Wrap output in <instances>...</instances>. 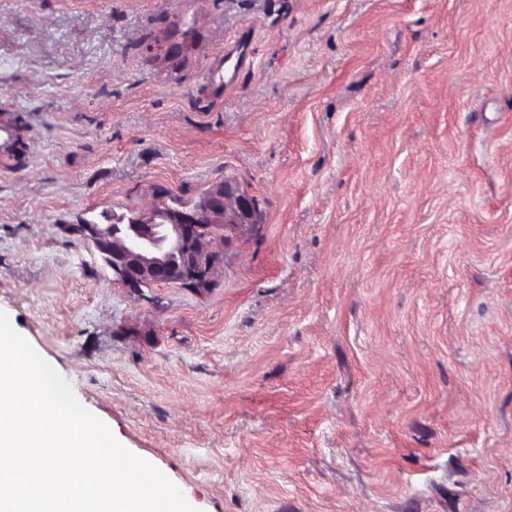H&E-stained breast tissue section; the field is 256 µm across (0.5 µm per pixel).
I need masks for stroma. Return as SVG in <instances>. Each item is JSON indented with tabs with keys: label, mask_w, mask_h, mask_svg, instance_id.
I'll return each mask as SVG.
<instances>
[{
	"label": "stroma",
	"mask_w": 512,
	"mask_h": 512,
	"mask_svg": "<svg viewBox=\"0 0 512 512\" xmlns=\"http://www.w3.org/2000/svg\"><path fill=\"white\" fill-rule=\"evenodd\" d=\"M227 179L207 290L70 232ZM0 311L197 512H512V0H0ZM252 34L249 30L241 32L232 45L224 51L205 54V67L202 82L215 97L224 93V89L235 86L241 74L250 65Z\"/></svg>",
	"instance_id": "obj_1"
}]
</instances>
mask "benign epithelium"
Segmentation results:
<instances>
[{
  "instance_id": "obj_1",
  "label": "benign epithelium",
  "mask_w": 512,
  "mask_h": 512,
  "mask_svg": "<svg viewBox=\"0 0 512 512\" xmlns=\"http://www.w3.org/2000/svg\"><path fill=\"white\" fill-rule=\"evenodd\" d=\"M259 224L257 201L226 179L210 187L190 208L157 204L113 224H80L83 240L106 260L115 281L133 292L169 283L207 289L223 256L201 263L207 242H229Z\"/></svg>"
}]
</instances>
